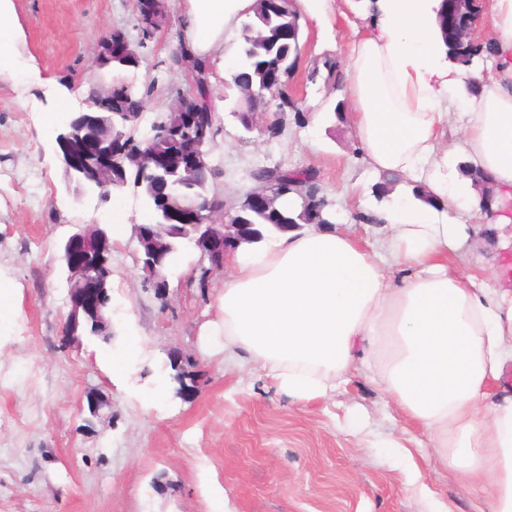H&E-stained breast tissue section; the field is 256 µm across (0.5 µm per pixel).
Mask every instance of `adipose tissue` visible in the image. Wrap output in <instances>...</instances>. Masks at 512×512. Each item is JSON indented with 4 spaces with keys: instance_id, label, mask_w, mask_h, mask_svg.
<instances>
[{
    "instance_id": "1",
    "label": "adipose tissue",
    "mask_w": 512,
    "mask_h": 512,
    "mask_svg": "<svg viewBox=\"0 0 512 512\" xmlns=\"http://www.w3.org/2000/svg\"><path fill=\"white\" fill-rule=\"evenodd\" d=\"M254 0H186L185 37L223 55L224 30ZM439 0H377L355 30L345 94L364 159L376 176L408 179L431 194L405 193L379 213L372 242L330 227L270 232L238 248L209 333L224 339V364L258 366L272 386L307 404L341 391L365 369L408 424L427 437L437 463L478 503L512 512V289L455 268L452 256L483 227L512 249V0L491 8L500 76L480 96L446 59ZM22 30L13 0H0V78L10 77ZM465 131L448 141L452 106ZM489 175L482 211L458 165ZM408 273L393 279L388 261Z\"/></svg>"
}]
</instances>
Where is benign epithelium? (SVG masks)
<instances>
[{"mask_svg": "<svg viewBox=\"0 0 512 512\" xmlns=\"http://www.w3.org/2000/svg\"><path fill=\"white\" fill-rule=\"evenodd\" d=\"M132 9L138 22L156 31L169 18L168 0H132ZM485 10V0H441L437 17L446 19L447 33L467 46L478 39L477 32ZM104 58H138L137 47L121 30H114L98 41L94 48V62ZM287 71L278 61L265 66V90L258 95L245 93L239 109L246 118L258 113L267 114L266 128L278 121V112H269L270 103L288 96ZM125 89L130 97L134 91L128 83L115 80L112 86L97 90L86 100L87 110L70 117L57 136L59 148L70 172L77 180L104 193L123 188L127 166L136 165L139 179H148L160 189L162 198L152 208V222L134 226L137 241L136 262L149 274L155 288L167 286L163 269L173 250L172 239L191 240L200 253L201 261L208 263L212 274L224 270V258L242 245V215L263 212L272 205L275 194L263 187H253L243 195L235 214L225 211L224 204L197 199L171 202L170 179L191 180L207 167L206 146L211 134L213 112L204 111L190 99L177 104L179 123L163 126L158 136L176 143L169 154L148 152L143 157L128 153L122 146L123 133L115 129L114 116L118 115L114 91ZM112 241L103 225L84 224L62 244L61 261L68 275L69 310L67 333L75 336L88 329V319L95 317L104 326L108 319L106 284L111 274ZM112 407L110 400L91 391L87 408L91 417L101 419L103 410Z\"/></svg>", "mask_w": 512, "mask_h": 512, "instance_id": "obj_1", "label": "benign epithelium"}]
</instances>
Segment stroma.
Returning a JSON list of instances; mask_svg holds the SVG:
<instances>
[{
    "mask_svg": "<svg viewBox=\"0 0 512 512\" xmlns=\"http://www.w3.org/2000/svg\"><path fill=\"white\" fill-rule=\"evenodd\" d=\"M24 33L15 77L0 81V282L13 303L0 311V512H430L432 499L471 512L462 484L422 465V494L403 462L380 448L393 435L423 441L365 371L346 391L307 405L277 393L261 370L225 368L224 339L202 328L214 319L223 273L199 287L200 253L182 242L158 294L135 260L133 235L115 242L109 280L112 337L67 335L60 243L109 210L147 222L134 183L112 197L66 171L48 115L82 112L90 86L114 76L147 97L140 132L191 93L194 69L174 67L183 43V0L139 48L138 67L98 69V39L119 29L136 38L130 0H14ZM364 6L348 19L301 14V56L290 76L296 110L279 115L280 135L244 130L229 72L203 56L210 100L221 103L208 145L219 170L209 192L238 206L259 167L313 169L337 228L372 237L359 216L372 209L377 181L360 153L350 116L335 117L343 81L309 80L314 62L334 57ZM137 351H130V344ZM123 355L113 380L106 358ZM112 402L90 419L86 394Z\"/></svg>",
    "mask_w": 512,
    "mask_h": 512,
    "instance_id": "35a3bbf8",
    "label": "stroma"
}]
</instances>
